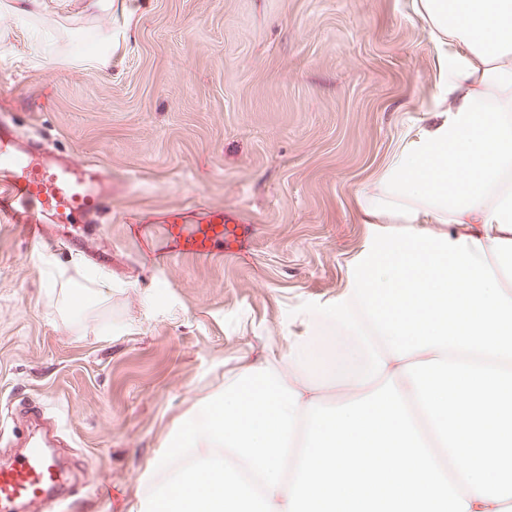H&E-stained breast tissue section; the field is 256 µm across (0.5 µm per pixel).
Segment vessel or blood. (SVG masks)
<instances>
[{
  "mask_svg": "<svg viewBox=\"0 0 512 512\" xmlns=\"http://www.w3.org/2000/svg\"><path fill=\"white\" fill-rule=\"evenodd\" d=\"M112 199V182L94 165L41 157L23 146L5 114H0V216L26 224L48 236L54 224H85ZM177 253L206 257L218 249L239 250L248 235L245 225L223 209L208 210L196 221L180 213L163 218ZM62 481L57 464L38 443L9 465L0 467V512L17 505L60 502Z\"/></svg>",
  "mask_w": 512,
  "mask_h": 512,
  "instance_id": "b4317fda",
  "label": "vessel or blood"
}]
</instances>
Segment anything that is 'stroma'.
I'll use <instances>...</instances> for the list:
<instances>
[{"instance_id": "obj_1", "label": "stroma", "mask_w": 512, "mask_h": 512, "mask_svg": "<svg viewBox=\"0 0 512 512\" xmlns=\"http://www.w3.org/2000/svg\"><path fill=\"white\" fill-rule=\"evenodd\" d=\"M439 53L412 0H112L0 25L17 135L112 178L76 243L0 217V464L37 406L77 488L65 512H129L165 481L164 441L225 370L335 307L378 231L357 194L435 108ZM213 206L248 226L244 257L160 254L155 216ZM47 259L110 280L111 305L61 312Z\"/></svg>"}]
</instances>
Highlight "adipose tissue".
<instances>
[{
	"instance_id": "obj_1",
	"label": "adipose tissue",
	"mask_w": 512,
	"mask_h": 512,
	"mask_svg": "<svg viewBox=\"0 0 512 512\" xmlns=\"http://www.w3.org/2000/svg\"><path fill=\"white\" fill-rule=\"evenodd\" d=\"M417 13L447 91L358 200L384 232L333 309L185 415L138 512H512V0ZM47 275L67 311L112 296ZM336 329L359 362L323 355Z\"/></svg>"
}]
</instances>
